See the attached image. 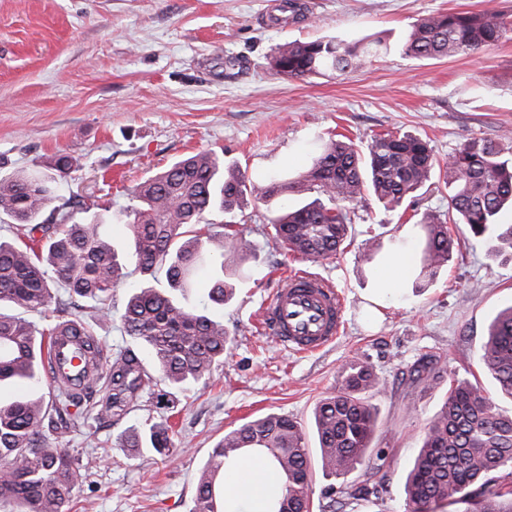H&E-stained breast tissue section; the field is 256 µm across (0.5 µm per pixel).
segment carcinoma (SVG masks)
<instances>
[{
    "label": "carcinoma",
    "instance_id": "cac0c4a2",
    "mask_svg": "<svg viewBox=\"0 0 512 512\" xmlns=\"http://www.w3.org/2000/svg\"><path fill=\"white\" fill-rule=\"evenodd\" d=\"M512 34V20L498 12H443L417 19L403 44L415 59L470 53ZM387 53L380 40L345 43L338 40L290 41L278 45L270 65L284 79H304L327 72L344 73ZM76 159L55 156L43 170H21L0 177V216L13 238H0V304L18 309L51 311L52 322L38 328L19 314L0 310V383L11 382L27 393L0 405V512H64L81 472L91 468L64 448H47L48 435L63 437L86 426L83 412L98 421H118L142 394L162 383L173 394L211 374L232 348L233 338L198 309L183 306L177 293L192 288L209 262L224 269L231 258L252 257L249 246H234L242 235L233 221L216 223L215 212L234 214L246 195L265 203L288 193H310L306 204L269 209L263 223L289 253L320 260L336 255L351 236L347 204L371 189L386 210L409 202L419 227L420 275L431 281L451 259L455 241L448 226L430 210L419 212L412 194L431 181L436 159L429 143L410 134L374 136L366 150L351 140L329 138L310 166L295 178L282 176L254 183L235 162L226 163L213 150H203L173 163L136 184L135 205L126 210L129 257L151 277L164 272L166 284L131 290L121 315L125 335L151 357L154 377L130 348L106 350L89 344L94 368L106 364L82 397L64 390L51 403L32 394L45 377L44 355L56 327L68 324L90 338L96 336L76 312V304L53 303L52 289L62 286L70 298L92 302L96 325L112 322L114 288L128 273L124 259L99 231V225L75 220L70 202L52 209L59 184ZM448 213L468 229L467 242L496 239L512 248V224L495 216L512 205V158L500 155L488 140L466 138L445 164ZM218 248L206 256L204 242ZM208 301L222 305L234 294L217 274L207 282ZM480 361L503 395L512 398V306L492 319L479 348ZM413 382H437L434 359L423 356L413 368ZM374 372L351 363L341 371L336 391L320 399L313 411L323 474L346 478L363 465L377 428V411L367 396L378 388ZM172 427L163 418L147 428H132L126 446L145 445L160 454L174 447ZM248 448H261L283 476L280 498L270 512L288 505L291 512H310V457L305 435L293 419L268 414L230 430L212 448L201 470L191 512H225L224 465ZM411 512H434L466 497L477 512H512V413L502 410L478 385L453 378L448 395L431 417L421 447L406 479Z\"/></svg>",
    "mask_w": 512,
    "mask_h": 512
}]
</instances>
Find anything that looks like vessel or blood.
Masks as SVG:
<instances>
[{"label":"vessel or blood","instance_id":"obj_1","mask_svg":"<svg viewBox=\"0 0 512 512\" xmlns=\"http://www.w3.org/2000/svg\"><path fill=\"white\" fill-rule=\"evenodd\" d=\"M343 299L332 283L305 271L290 272L281 288L275 289L262 306L259 322L262 331L272 335L288 350L302 354L325 348L333 342L343 325ZM80 337L59 330L52 341V383L73 392L86 389L91 376L78 371L73 351Z\"/></svg>","mask_w":512,"mask_h":512}]
</instances>
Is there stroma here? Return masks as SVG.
<instances>
[{
    "label": "stroma",
    "mask_w": 512,
    "mask_h": 512,
    "mask_svg": "<svg viewBox=\"0 0 512 512\" xmlns=\"http://www.w3.org/2000/svg\"><path fill=\"white\" fill-rule=\"evenodd\" d=\"M298 22L281 24L284 0H0V177L45 165L66 152L78 166L60 201L88 209L116 251L128 229L120 214L129 190L185 155L212 149L249 180L295 176L322 140L344 134L359 145L388 131L427 140L439 162L465 137L497 143L512 156V39L439 59L404 55L413 22L438 12L497 11L512 0H302ZM382 37L387 54L362 68L286 80L269 65L292 40ZM243 62L230 74L224 61ZM351 243L313 262L286 254L267 226L245 224L255 256L224 305H204L234 339L208 383L175 395L174 409L143 396L118 424L90 421L52 448L93 457L65 512H189L197 477L225 432L270 413L298 421L311 450V512H407L404 484L425 427L451 378L479 382L499 396L478 347L494 316L512 305V249L497 242L461 246L446 270L418 291L413 278L390 293L381 271L390 255L414 249L416 230L374 196L351 207ZM378 252L366 261L368 239ZM331 281L345 305L341 334L319 352L294 354L259 330L261 305L290 271ZM435 355L444 381L427 389L409 373ZM380 385L370 401L378 426L360 471L324 477L314 431L316 403L332 393L350 361ZM171 416L179 432L171 455L134 452L127 428Z\"/></svg>",
    "instance_id": "35a3bbf8"
}]
</instances>
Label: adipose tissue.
Wrapping results in <instances>:
<instances>
[{
    "instance_id": "1",
    "label": "adipose tissue",
    "mask_w": 512,
    "mask_h": 512,
    "mask_svg": "<svg viewBox=\"0 0 512 512\" xmlns=\"http://www.w3.org/2000/svg\"><path fill=\"white\" fill-rule=\"evenodd\" d=\"M282 484L280 474L259 454H242L224 467L225 512H268Z\"/></svg>"
}]
</instances>
